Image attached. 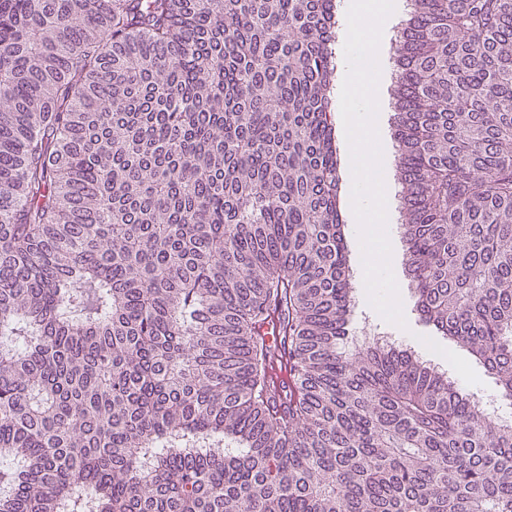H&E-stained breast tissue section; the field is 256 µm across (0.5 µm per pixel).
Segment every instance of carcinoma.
I'll return each instance as SVG.
<instances>
[{"mask_svg":"<svg viewBox=\"0 0 512 512\" xmlns=\"http://www.w3.org/2000/svg\"><path fill=\"white\" fill-rule=\"evenodd\" d=\"M410 2L415 311L512 400V0ZM337 24L0 0V512H512V422L346 347Z\"/></svg>","mask_w":512,"mask_h":512,"instance_id":"1","label":"carcinoma"}]
</instances>
